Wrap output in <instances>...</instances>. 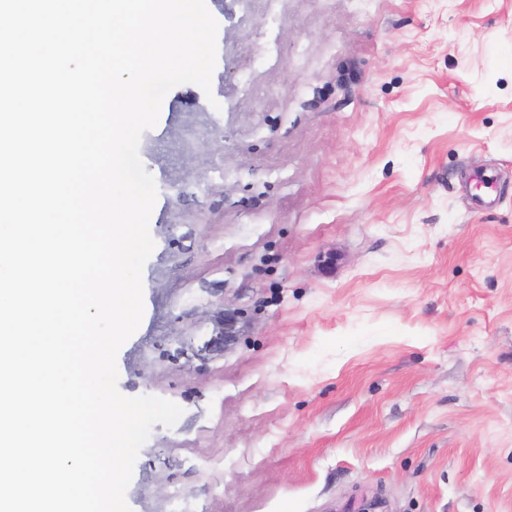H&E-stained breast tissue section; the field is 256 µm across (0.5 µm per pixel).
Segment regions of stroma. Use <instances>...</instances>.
I'll return each mask as SVG.
<instances>
[{
  "instance_id": "1",
  "label": "stroma",
  "mask_w": 512,
  "mask_h": 512,
  "mask_svg": "<svg viewBox=\"0 0 512 512\" xmlns=\"http://www.w3.org/2000/svg\"><path fill=\"white\" fill-rule=\"evenodd\" d=\"M206 4L139 144L117 387L183 413L132 512H512V0Z\"/></svg>"
}]
</instances>
